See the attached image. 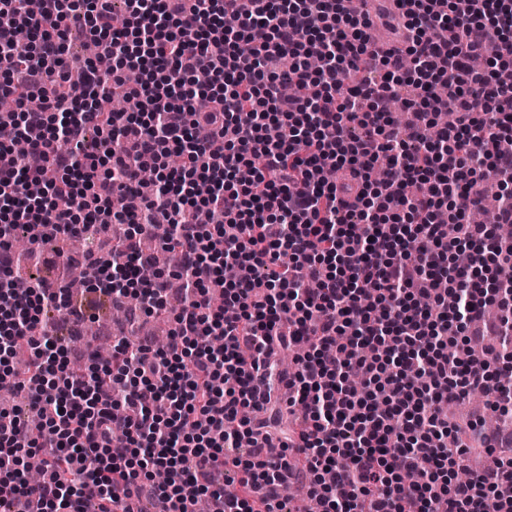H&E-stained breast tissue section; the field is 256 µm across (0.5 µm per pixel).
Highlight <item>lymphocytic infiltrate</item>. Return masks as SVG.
Segmentation results:
<instances>
[{"instance_id":"lymphocytic-infiltrate-1","label":"lymphocytic infiltrate","mask_w":512,"mask_h":512,"mask_svg":"<svg viewBox=\"0 0 512 512\" xmlns=\"http://www.w3.org/2000/svg\"><path fill=\"white\" fill-rule=\"evenodd\" d=\"M398 3L406 48L382 53L350 0H0V141L26 137L43 160L0 168V388L44 414L38 432L18 408L0 420L11 512H142L152 499L189 512L202 497L210 512H284L292 452L317 512H512V457L456 479L466 451L448 440L462 426L437 411L475 390L512 411V240L467 213L492 180L497 224H512V152L494 146L512 132V0ZM76 20L110 70L88 59L72 76ZM313 56L322 68H307ZM290 79L301 92L287 97ZM116 93L128 111L107 108ZM435 99L452 115L440 129ZM92 130L104 153L86 149ZM76 215L126 225L85 252L88 289L144 313L166 310L168 283L140 240L166 225L181 290L165 348L121 339L111 362L71 368L51 317L74 325L89 308L17 275L12 241L66 240L84 230ZM461 250L469 266L454 264ZM493 305L496 372L473 352ZM281 351L296 352L292 369L272 364ZM274 442L282 455H264ZM39 453L32 484L23 468ZM229 470L227 495L213 479Z\"/></svg>"}]
</instances>
